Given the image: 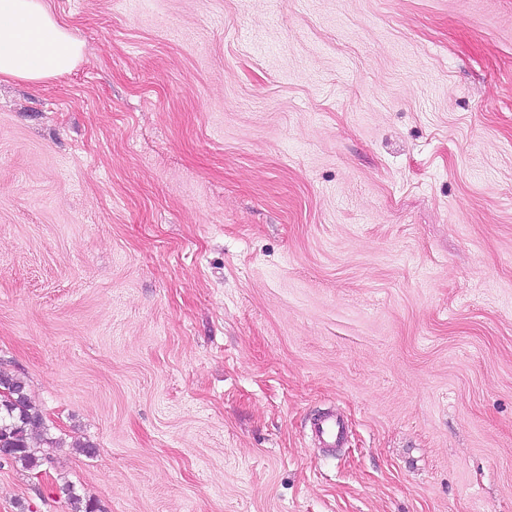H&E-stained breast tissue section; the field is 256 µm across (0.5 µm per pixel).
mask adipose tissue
Listing matches in <instances>:
<instances>
[{
    "label": "adipose tissue",
    "mask_w": 512,
    "mask_h": 512,
    "mask_svg": "<svg viewBox=\"0 0 512 512\" xmlns=\"http://www.w3.org/2000/svg\"><path fill=\"white\" fill-rule=\"evenodd\" d=\"M83 44L44 0H0V81L40 83L73 70Z\"/></svg>",
    "instance_id": "1"
}]
</instances>
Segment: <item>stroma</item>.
Segmentation results:
<instances>
[{
	"label": "stroma",
	"instance_id": "obj_1",
	"mask_svg": "<svg viewBox=\"0 0 512 512\" xmlns=\"http://www.w3.org/2000/svg\"><path fill=\"white\" fill-rule=\"evenodd\" d=\"M46 3L84 49L0 82L44 419L0 512H512V0ZM341 434V425L337 417L331 416L320 422L315 435L324 448H334Z\"/></svg>",
	"mask_w": 512,
	"mask_h": 512
}]
</instances>
